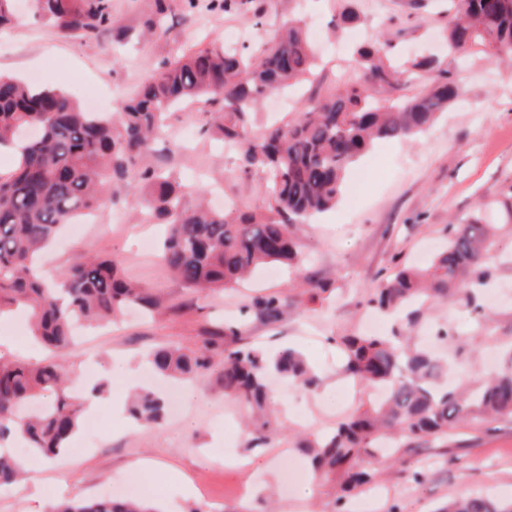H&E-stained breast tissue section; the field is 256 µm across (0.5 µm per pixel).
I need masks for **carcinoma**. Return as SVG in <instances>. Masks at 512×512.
Listing matches in <instances>:
<instances>
[{"mask_svg":"<svg viewBox=\"0 0 512 512\" xmlns=\"http://www.w3.org/2000/svg\"><path fill=\"white\" fill-rule=\"evenodd\" d=\"M256 0H208V9L230 13ZM455 13L444 31L448 50L466 54L482 47L494 59H512V0H450ZM49 24L68 36L91 38L114 27L112 0H39ZM176 0H152L143 26L152 38L168 39V17ZM391 46L361 47L356 61L359 83L346 84L322 99L307 100L297 115L256 132L251 119L264 98L314 75L316 55L306 29L289 21L262 36L249 49L233 43L191 49L163 61L135 95L118 104L117 119L86 112L71 97L38 89L0 75V148L18 150L15 169L0 176V315L30 313L33 335L53 358L41 364L0 357V440L20 438L45 459L67 449L81 425L79 398L66 392L57 356L72 348L77 320L110 322L130 306L157 307L159 296L126 281L108 259L71 265L53 283L35 274L39 254L57 229L82 210L103 200L112 186L147 199L151 216L167 225L161 260L179 283L204 291L234 288L261 265H295L300 246L293 228L333 208L342 196L346 174L377 141L406 140L428 128L460 96L448 77L410 97L394 96L407 81L437 67L423 59L405 68L389 58ZM203 101L217 108L208 128L237 151L239 171H261L267 179L262 211H217L186 200L178 177L141 162L165 133L169 110ZM495 246L490 225L458 224L448 244L424 265L404 266L377 289L374 307L415 328L428 302H446L463 291L465 278L484 274L485 257ZM276 320L288 300L269 295L254 302ZM346 372L384 392L308 446L315 473L340 479L350 492L372 480V467L391 439L408 444L425 437H448V430L484 418L512 421V357L473 388L440 382V359L408 342L400 331L390 336H339ZM223 355L224 391L267 416L271 395L267 373L275 371L304 386L316 384L306 361L293 350L273 360L256 347L239 343L229 330L225 343L208 342L198 354L175 348L155 350L151 363L165 377L197 379ZM166 401L153 392L133 397L136 419L160 422ZM388 456L411 470L420 483L423 467ZM22 468L0 452V484L17 481ZM55 512H160L143 500L96 497L68 499ZM436 512H512L481 495L449 502Z\"/></svg>","mask_w":512,"mask_h":512,"instance_id":"cac0c4a2","label":"carcinoma"}]
</instances>
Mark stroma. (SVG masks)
<instances>
[{
	"mask_svg": "<svg viewBox=\"0 0 512 512\" xmlns=\"http://www.w3.org/2000/svg\"><path fill=\"white\" fill-rule=\"evenodd\" d=\"M149 4L112 0V14L128 35L119 38L110 29L81 39L51 27L35 0H17L13 28L0 33V73L39 74L41 83H53L78 100L91 90L124 97L162 60L200 43L224 42L233 33H272L297 12L317 40L319 67L308 81L271 98L256 113L255 130L296 113L309 97L322 98L340 84L359 81L353 50L381 33L402 58L437 54L464 91L427 132L379 143L350 174L357 191H346L334 209L312 223L297 225L304 255L300 268L263 267L248 284L222 292L183 288L158 258L162 226L136 223L145 204L122 190L90 209L91 223L78 235H64L41 260L51 279L83 256L113 260L128 280L162 293L166 308L158 315L131 310L113 324L81 329L63 363L70 392L105 385L101 407L84 415L80 431L93 444L72 449L67 460L49 466L32 458V466L43 468L67 498L126 497L131 487L147 482L162 512L198 507L282 512L306 489L303 483H284L287 466L309 476L306 444L326 436L371 396L369 387L344 373L337 337L369 332L374 319L379 333H388L391 320L377 316L369 298L401 265L427 260L447 242L452 225L479 217L496 226V245L487 257L490 275L476 288L474 301L433 304L420 327L453 334L452 344L437 350L448 359L451 375L474 383L512 349V67L481 51L460 60L442 50L438 37L450 19L448 0H265L259 16L248 5L225 15L183 6L169 39L145 42L140 33ZM350 6L360 24L337 31L341 12ZM207 110L203 103L173 109L169 141L158 145L147 164L223 193L240 210L264 208L263 180L241 176L236 156L225 151L215 132L205 130ZM313 283L320 293L310 294ZM273 292L287 295L288 310L269 322L253 300ZM230 327L243 344L265 353L288 346L298 350L315 370L316 385L303 389L285 379L276 382L273 413L264 424L245 404L225 396L218 373L187 387L149 373L145 356L156 346L192 354L207 341L223 340ZM0 354L31 362L45 357L31 342L26 320L17 316L0 319ZM130 384L177 395L181 414L127 430L112 411V398ZM242 455L252 459L245 473L230 464ZM445 458L420 484L381 462L372 487L343 505L336 483L320 482L309 512H433L439 503L472 493L512 498V422L484 419L449 430ZM140 460L155 462L156 472L137 473L133 464Z\"/></svg>",
	"mask_w": 512,
	"mask_h": 512,
	"instance_id": "35a3bbf8",
	"label": "stroma"
}]
</instances>
